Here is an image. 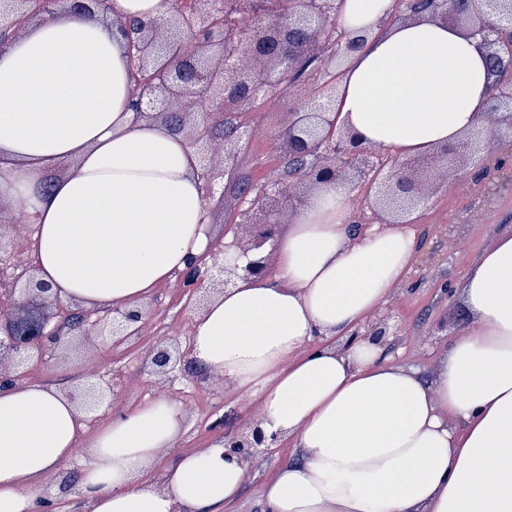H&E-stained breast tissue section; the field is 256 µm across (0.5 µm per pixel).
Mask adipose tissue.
Wrapping results in <instances>:
<instances>
[{"label":"adipose tissue","instance_id":"adipose-tissue-1","mask_svg":"<svg viewBox=\"0 0 512 512\" xmlns=\"http://www.w3.org/2000/svg\"><path fill=\"white\" fill-rule=\"evenodd\" d=\"M392 0H342L362 49L334 110L362 143L421 155L486 126L493 77L480 37L423 12L380 26ZM166 0H105L90 16L26 24L0 48V202L33 216L38 280L64 304L134 307L210 242L195 148L138 118L118 24ZM344 185L315 187L276 244L272 273L237 280L193 319V359L260 398L288 440L264 512H512V228L470 265L471 324L431 377L362 335L418 261L414 229L354 232ZM67 392L0 386V512H51L43 487L76 446L89 512H219L249 467L217 441L149 472L188 417L154 399L96 432Z\"/></svg>","mask_w":512,"mask_h":512}]
</instances>
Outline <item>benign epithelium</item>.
I'll return each instance as SVG.
<instances>
[{"label":"benign epithelium","mask_w":512,"mask_h":512,"mask_svg":"<svg viewBox=\"0 0 512 512\" xmlns=\"http://www.w3.org/2000/svg\"><path fill=\"white\" fill-rule=\"evenodd\" d=\"M56 0H0V28L18 30L47 10ZM433 14L452 15L461 26L479 35L498 70L512 72V0H433ZM335 16L334 0H169V17L153 22L135 39L127 38V54L132 70L140 75L135 84L138 104H146L140 115L169 122L180 117L178 132L197 147L205 197L212 198L214 182L222 174L233 175L237 167L235 146L224 147V166L208 154L211 128L223 122L224 113L238 110L266 94L270 88L289 81L305 56H317L327 25ZM301 31V38L290 41L285 33ZM207 73V83L196 86L187 76V64ZM499 80L488 99L489 125L464 141L439 148L438 159L472 155L482 140L503 131L512 134V94L500 101ZM336 84H325L309 100L310 111L295 118L279 138L289 155L311 157L301 181L315 185L341 183L346 170L374 189L376 206L384 213V223L393 224L427 199L426 185L436 181L437 168L418 174L400 163L389 169L369 165V148L352 140L349 132L335 134L336 118L330 117L329 102ZM287 202L277 188L262 191L251 202L249 212L260 216L252 223V235L245 246L236 242H212L206 253L195 257L180 273L184 285L199 288L201 267L208 264L227 287L240 278L261 275L268 270L269 255L275 248L280 215ZM13 222L0 218V253L23 248L10 232ZM0 294V385L27 376L28 364L48 353L67 348L75 336H104L119 348L140 333L139 322L147 315L142 305L113 308L102 320L84 319L70 326L60 324L63 307L51 296L50 288L28 271L5 281ZM374 341L388 343V324L380 320L364 332ZM152 363L158 374L176 370L193 372L190 351L161 346ZM70 397L93 401L100 406L106 389L98 381L70 391ZM276 435H266L259 423L244 432L224 435V446L252 461L261 449L273 447Z\"/></svg>","instance_id":"benign-epithelium-1"}]
</instances>
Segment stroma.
Segmentation results:
<instances>
[{
    "label": "stroma",
    "mask_w": 512,
    "mask_h": 512,
    "mask_svg": "<svg viewBox=\"0 0 512 512\" xmlns=\"http://www.w3.org/2000/svg\"><path fill=\"white\" fill-rule=\"evenodd\" d=\"M339 66V60L320 55L294 89L270 90L251 108L237 113L238 125L250 132L238 145L239 175L248 177L257 188L275 186L294 195L301 193L300 182L286 169L288 157L278 133L287 125L290 112L299 111L303 92L324 84ZM247 208L232 183H225L222 206L209 212L218 241H248L251 228ZM511 226L512 134L504 132L492 140L488 157L449 163L447 173L437 179L433 194L418 209L414 223L418 262L378 311L379 316L389 317L395 343L404 347L406 360L423 374L431 373L449 337L469 324L455 290L470 260L501 229ZM199 298V293L182 287L178 280H169L149 297L150 313L131 343L115 348L109 340L95 338L89 344L57 353L51 360L31 362L27 378L69 389L92 375L103 376L111 385V393L97 416L101 422L144 397H169L188 412L190 426L179 444L164 450V460L209 447L222 436L211 427L216 418L228 416V427L234 431L257 421L260 406L256 397L236 391L223 376L203 369L189 377L177 372L166 376L155 373L152 356L157 347L188 346ZM289 457L290 448L284 442L257 455L240 498L224 512H263L264 489Z\"/></svg>",
    "instance_id": "35a3bbf8"
}]
</instances>
